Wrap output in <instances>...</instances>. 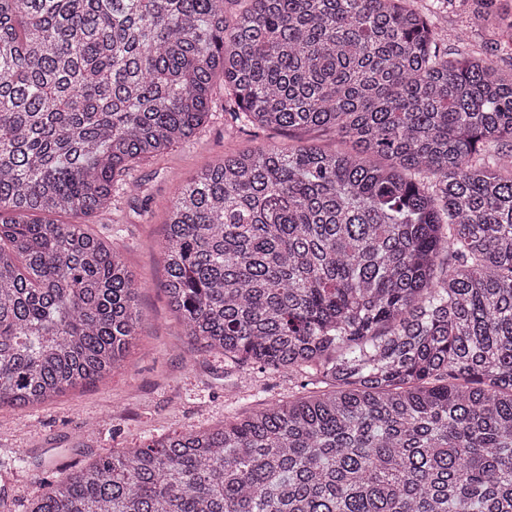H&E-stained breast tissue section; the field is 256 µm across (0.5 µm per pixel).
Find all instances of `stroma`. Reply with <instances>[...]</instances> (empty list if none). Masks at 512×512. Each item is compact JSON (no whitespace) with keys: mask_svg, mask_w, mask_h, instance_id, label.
Returning a JSON list of instances; mask_svg holds the SVG:
<instances>
[{"mask_svg":"<svg viewBox=\"0 0 512 512\" xmlns=\"http://www.w3.org/2000/svg\"><path fill=\"white\" fill-rule=\"evenodd\" d=\"M439 23L449 32V56L491 48L496 68L512 72V34L496 30L478 13L474 0H449ZM224 119L222 111H214L189 141L132 167L130 177L141 186L139 197L119 194L106 212L71 216V223H87L92 233L112 242L141 283L137 336L125 365L110 376L33 408L0 407V456L26 460L0 478V512H26L48 484L114 449L203 430L300 391L304 375L229 365L222 355L194 348L164 290V221L182 182L229 150L336 145L334 137L317 132H232Z\"/></svg>","mask_w":512,"mask_h":512,"instance_id":"obj_1","label":"stroma"}]
</instances>
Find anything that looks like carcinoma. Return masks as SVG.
Returning <instances> with one entry per match:
<instances>
[{
	"label": "carcinoma",
	"mask_w": 512,
	"mask_h": 512,
	"mask_svg": "<svg viewBox=\"0 0 512 512\" xmlns=\"http://www.w3.org/2000/svg\"><path fill=\"white\" fill-rule=\"evenodd\" d=\"M0 0V405L125 362L141 289L91 215L235 125L166 218L188 335L309 391L119 449L28 512H512V75L416 0Z\"/></svg>",
	"instance_id": "carcinoma-1"
}]
</instances>
